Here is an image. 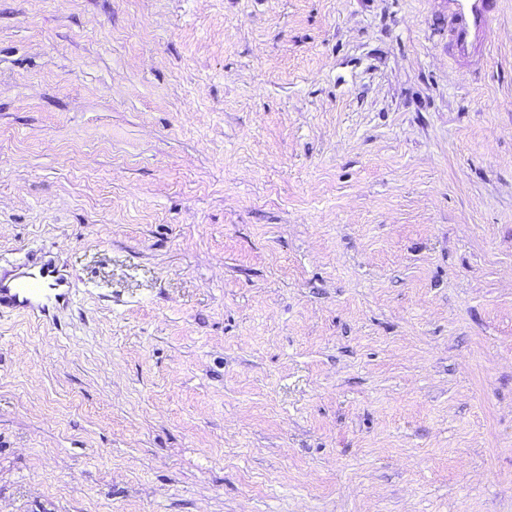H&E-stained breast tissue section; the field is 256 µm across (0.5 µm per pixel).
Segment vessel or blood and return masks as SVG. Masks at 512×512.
<instances>
[{"instance_id": "obj_1", "label": "vessel or blood", "mask_w": 512, "mask_h": 512, "mask_svg": "<svg viewBox=\"0 0 512 512\" xmlns=\"http://www.w3.org/2000/svg\"><path fill=\"white\" fill-rule=\"evenodd\" d=\"M448 56L454 62L481 64L487 53L499 0H445ZM68 278L51 262L28 260L12 277H0V313L22 312L37 320L72 304Z\"/></svg>"}]
</instances>
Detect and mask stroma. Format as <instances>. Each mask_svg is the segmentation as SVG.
I'll return each instance as SVG.
<instances>
[{
	"label": "stroma",
	"instance_id": "35a3bbf8",
	"mask_svg": "<svg viewBox=\"0 0 512 512\" xmlns=\"http://www.w3.org/2000/svg\"><path fill=\"white\" fill-rule=\"evenodd\" d=\"M0 0V512H512V0ZM448 13V57L481 64L487 53L499 0H444ZM74 292L68 278L49 261L32 258L11 278L0 277V313L23 312L37 320L48 319L51 310L68 306Z\"/></svg>",
	"mask_w": 512,
	"mask_h": 512
}]
</instances>
